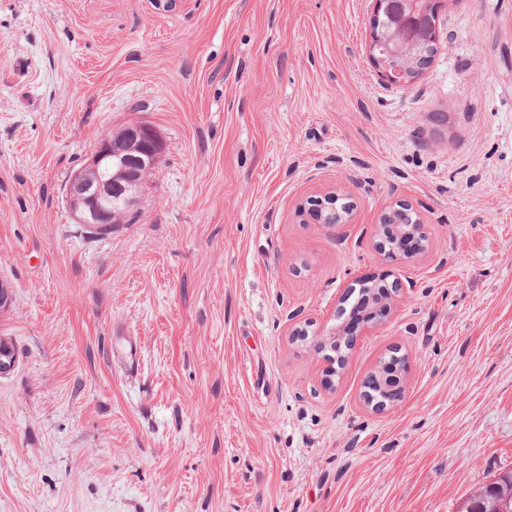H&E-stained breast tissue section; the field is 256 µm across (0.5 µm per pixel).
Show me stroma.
Returning a JSON list of instances; mask_svg holds the SVG:
<instances>
[{"mask_svg": "<svg viewBox=\"0 0 512 512\" xmlns=\"http://www.w3.org/2000/svg\"><path fill=\"white\" fill-rule=\"evenodd\" d=\"M372 0H0V512H456L512 470V0H445L410 86ZM165 152L131 223H75L101 135ZM337 189L335 228L299 214ZM430 248L374 247L396 202ZM400 283L335 391L299 322ZM141 346L137 372L111 338ZM406 395L362 381L392 349Z\"/></svg>", "mask_w": 512, "mask_h": 512, "instance_id": "obj_1", "label": "stroma"}]
</instances>
